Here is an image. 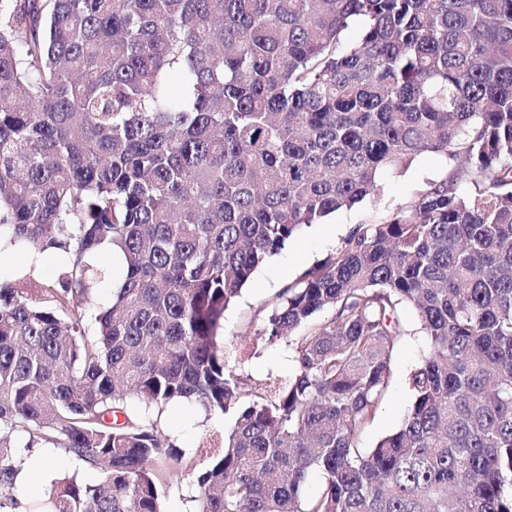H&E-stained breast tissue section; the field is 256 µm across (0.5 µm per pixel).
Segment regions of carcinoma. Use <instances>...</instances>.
<instances>
[{
  "mask_svg": "<svg viewBox=\"0 0 512 512\" xmlns=\"http://www.w3.org/2000/svg\"><path fill=\"white\" fill-rule=\"evenodd\" d=\"M424 153L447 175L266 315L293 374L229 368L255 269ZM0 242L60 262L0 269V429L102 468L48 512H163L185 452L147 411L184 400L235 413L196 512H512V0H0ZM405 307L428 344L366 450ZM115 288L112 279L106 278L99 281L94 285L91 290V301L89 312L94 317V314L105 307L109 302L112 301L113 289Z\"/></svg>",
  "mask_w": 512,
  "mask_h": 512,
  "instance_id": "obj_1",
  "label": "carcinoma"
}]
</instances>
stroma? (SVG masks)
Instances as JSON below:
<instances>
[{"label":"stroma","mask_w":512,"mask_h":512,"mask_svg":"<svg viewBox=\"0 0 512 512\" xmlns=\"http://www.w3.org/2000/svg\"><path fill=\"white\" fill-rule=\"evenodd\" d=\"M449 161L439 154H422L405 167L386 170L379 174L382 192L369 197L354 208L337 211L320 223L303 227L276 254L268 257L256 268L239 296L224 313V343L233 351L244 350L239 372L242 375L263 379L267 376H288L292 370L290 351L285 343L266 344L257 332L267 312L278 300L279 293L310 267L332 253L338 242L358 224H379L391 212L404 205L413 195L427 185L445 177ZM405 333L400 337L394 352V367L388 395L361 437V445L373 447L382 436L395 431L403 421L410 405L407 377L427 346L418 318L413 310L403 313ZM233 413H205L199 405L190 401L180 402L177 408L163 413L161 424L167 433L179 436L187 455L198 454L203 439L222 435L233 423ZM11 442L20 449L23 477L13 482L10 491L15 502H24L26 512H33L34 489L25 476L35 473L42 456L68 460L67 475L78 481L97 483L98 469L78 460L68 459L64 449L27 447V435L16 430L10 434Z\"/></svg>","instance_id":"stroma-1"}]
</instances>
